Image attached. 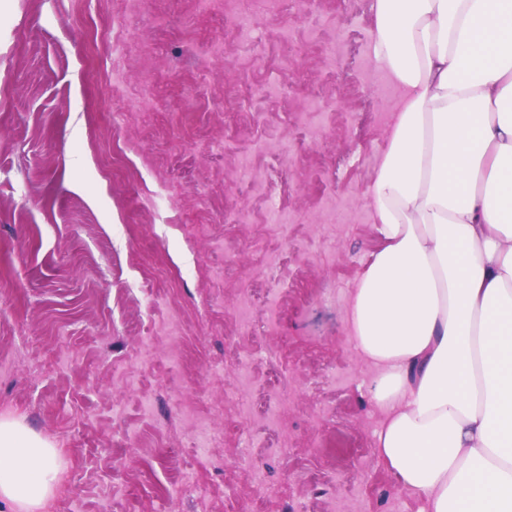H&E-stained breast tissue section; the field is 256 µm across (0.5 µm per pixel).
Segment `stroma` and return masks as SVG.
Masks as SVG:
<instances>
[{"instance_id": "35a3bbf8", "label": "stroma", "mask_w": 512, "mask_h": 512, "mask_svg": "<svg viewBox=\"0 0 512 512\" xmlns=\"http://www.w3.org/2000/svg\"><path fill=\"white\" fill-rule=\"evenodd\" d=\"M372 3L243 42L199 0H0V416L61 452L46 512H420L346 325L398 103Z\"/></svg>"}]
</instances>
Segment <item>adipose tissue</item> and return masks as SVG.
Listing matches in <instances>:
<instances>
[{
  "mask_svg": "<svg viewBox=\"0 0 512 512\" xmlns=\"http://www.w3.org/2000/svg\"><path fill=\"white\" fill-rule=\"evenodd\" d=\"M401 89L347 310L375 454L427 512H512V0H374ZM54 444L0 418V502L45 512Z\"/></svg>",
  "mask_w": 512,
  "mask_h": 512,
  "instance_id": "obj_1",
  "label": "adipose tissue"
}]
</instances>
